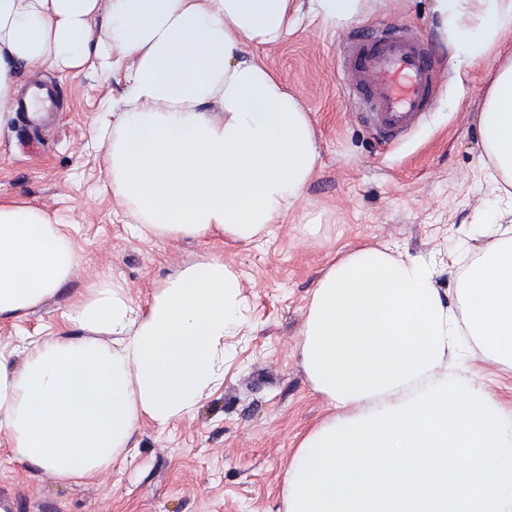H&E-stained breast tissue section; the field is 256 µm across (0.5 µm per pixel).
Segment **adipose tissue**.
<instances>
[{
	"label": "adipose tissue",
	"mask_w": 512,
	"mask_h": 512,
	"mask_svg": "<svg viewBox=\"0 0 512 512\" xmlns=\"http://www.w3.org/2000/svg\"><path fill=\"white\" fill-rule=\"evenodd\" d=\"M298 0H0V127L31 63L122 71L125 109L104 159L142 234L253 239L278 223L318 160L308 112L249 47L287 39ZM456 56L512 33V0H433ZM490 177L512 186V60L480 114ZM81 256L68 224L0 202V318L41 304ZM239 284L223 261L190 266L137 305L98 282L74 335L0 355V431L19 461L77 485L112 467L141 418L191 411L224 376ZM471 338L512 365V237L473 264L447 304L429 265L362 247L318 281L300 352L334 415L287 471L286 512H512V407L445 378Z\"/></svg>",
	"instance_id": "ef3b65f1"
}]
</instances>
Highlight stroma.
<instances>
[{"instance_id":"35a3bbf8","label":"stroma","mask_w":512,"mask_h":512,"mask_svg":"<svg viewBox=\"0 0 512 512\" xmlns=\"http://www.w3.org/2000/svg\"><path fill=\"white\" fill-rule=\"evenodd\" d=\"M432 0H363L352 21L329 25L301 10L284 43L264 49L312 119L320 154L302 197L279 223L248 242L143 240L112 196L97 131L124 93L119 76L89 67L48 69L59 106L40 128L11 119L0 129V197L68 217L83 260L38 307L0 319V352L55 333L94 282L123 284L145 302L170 276L214 258L237 278L242 317L224 337V380L189 413L160 427L141 420L111 470L77 486L14 459L0 447V512H285L288 465L303 438L331 418L300 355L318 279L332 260L368 246L428 261L442 296L455 302L466 268L490 239L481 215L512 231V200L486 174L479 116L512 35L484 59L455 58ZM399 24L433 48L439 91L427 119L387 142L346 93L340 47L355 33ZM449 374L494 389L512 404V367L475 346Z\"/></svg>"}]
</instances>
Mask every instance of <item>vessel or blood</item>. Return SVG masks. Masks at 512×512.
I'll use <instances>...</instances> for the list:
<instances>
[{
  "mask_svg": "<svg viewBox=\"0 0 512 512\" xmlns=\"http://www.w3.org/2000/svg\"><path fill=\"white\" fill-rule=\"evenodd\" d=\"M349 92L369 105L367 120L381 139L392 141L414 127L432 106L437 88L432 57L410 31L393 26L372 36H354L345 51ZM52 86L33 79L16 111L27 118L51 111Z\"/></svg>",
  "mask_w": 512,
  "mask_h": 512,
  "instance_id": "obj_1",
  "label": "vessel or blood"
}]
</instances>
